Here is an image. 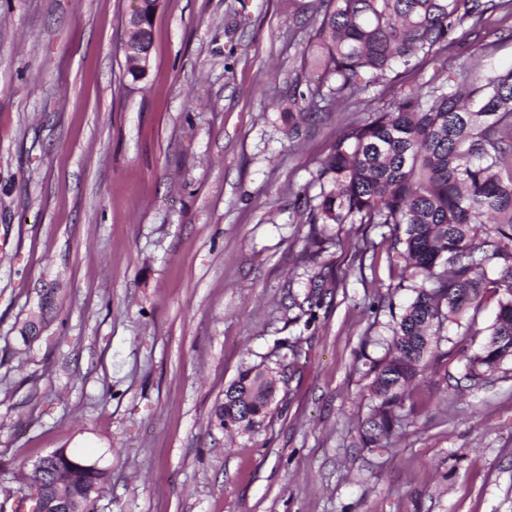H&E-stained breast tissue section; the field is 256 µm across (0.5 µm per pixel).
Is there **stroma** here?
Wrapping results in <instances>:
<instances>
[{"label": "stroma", "instance_id": "obj_1", "mask_svg": "<svg viewBox=\"0 0 512 512\" xmlns=\"http://www.w3.org/2000/svg\"><path fill=\"white\" fill-rule=\"evenodd\" d=\"M133 5L0 0V502L13 512L22 466L64 448L108 471L95 512H512V365L446 386L482 343L457 324L415 415L357 445L369 362L413 291L389 227L294 210L366 114L288 134L316 0H160L138 80ZM461 59L511 67L512 19L492 16ZM315 259L342 286L310 323L290 297ZM249 365L288 376L287 395L224 431L211 409Z\"/></svg>", "mask_w": 512, "mask_h": 512}]
</instances>
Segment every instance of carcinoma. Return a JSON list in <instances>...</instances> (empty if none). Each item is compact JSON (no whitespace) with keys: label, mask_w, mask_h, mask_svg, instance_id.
<instances>
[{"label":"carcinoma","mask_w":512,"mask_h":512,"mask_svg":"<svg viewBox=\"0 0 512 512\" xmlns=\"http://www.w3.org/2000/svg\"><path fill=\"white\" fill-rule=\"evenodd\" d=\"M497 12L512 17V0H318L302 50L323 80L288 98V134L340 100L369 111L329 146L316 170L319 192L297 196L301 223L389 227L390 259L403 264L415 292L392 314L388 348L367 371L373 405L359 434L365 448L380 446L413 413L409 389L444 324L471 330L487 294L496 318L456 383L478 386L512 363V68L481 73L450 56L452 83L404 89L416 70L466 45ZM337 287L332 263L315 264L308 292L292 307L312 321ZM277 391L269 372L246 367L213 417L226 430L253 429L271 414ZM107 477L61 448L33 472L40 499L21 501L39 512L40 500L58 496L94 512L88 489Z\"/></svg>","instance_id":"cac0c4a2"}]
</instances>
